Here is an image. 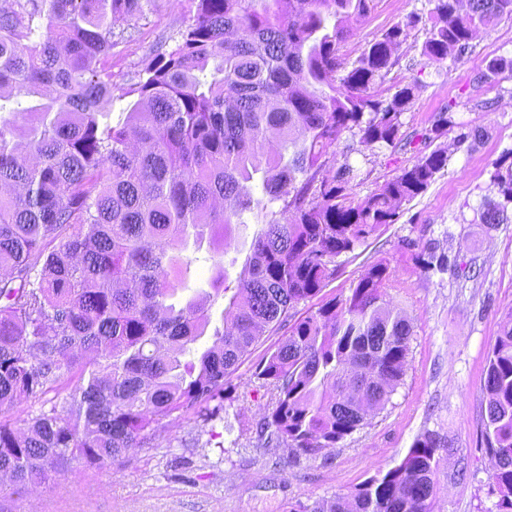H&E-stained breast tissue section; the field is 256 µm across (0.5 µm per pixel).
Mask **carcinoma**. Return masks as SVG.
<instances>
[{
  "label": "carcinoma",
  "mask_w": 512,
  "mask_h": 512,
  "mask_svg": "<svg viewBox=\"0 0 512 512\" xmlns=\"http://www.w3.org/2000/svg\"><path fill=\"white\" fill-rule=\"evenodd\" d=\"M151 0H0V410L49 391L59 401L21 424L0 418V497L41 485L71 462L116 464L150 444L175 413L217 417L224 383L288 312L316 297L352 252L448 164L435 149L357 200L348 163L326 156L344 132L401 145L409 86H379L410 20L342 53L345 21L374 0H195L174 46L158 42L126 89L100 65L134 39ZM438 0L424 54L461 57L476 31L512 16V0ZM512 71L487 62L480 79ZM135 97L121 127L103 99ZM8 117H3V113ZM279 135L277 147L269 136ZM483 223L508 220L512 172ZM256 182L260 194L244 190ZM264 218L239 299L197 361L226 292L224 257L245 215ZM208 243L212 292L184 304L189 246ZM392 273L372 267L347 296L298 319L256 368L275 394L265 418L289 452L334 448L389 402L405 371L411 326L390 307ZM485 430L499 512H512V320L489 357ZM437 435L397 466L311 512H432Z\"/></svg>",
  "instance_id": "1"
}]
</instances>
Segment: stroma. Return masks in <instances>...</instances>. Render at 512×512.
<instances>
[{
	"instance_id": "1",
	"label": "stroma",
	"mask_w": 512,
	"mask_h": 512,
	"mask_svg": "<svg viewBox=\"0 0 512 512\" xmlns=\"http://www.w3.org/2000/svg\"><path fill=\"white\" fill-rule=\"evenodd\" d=\"M437 0H375L371 13L348 22L343 47L356 59L390 27L417 17L395 50L394 65L380 86L391 96L412 86L400 117L405 148L365 144L343 133L327 157L334 175L350 164L348 186L361 199L442 148L448 164L427 190L402 203L393 223L336 260V272L317 298L291 309L297 321L320 302L348 295L373 265L392 272L391 306L412 324L405 375L383 409L337 447L289 457L288 448L262 428L274 396L255 377V367L287 336V327L267 332L226 382L219 417L172 418L150 445L129 451L120 465L90 467L76 461L63 477L0 497V512H310L316 502L347 494L398 465L421 435L442 438L435 455L433 512H496L494 460L484 433L487 357L512 313V223L481 220L485 200L498 196L495 172L512 168V72L480 83L476 75L494 58H512V17L474 35L463 58L435 62L422 53ZM195 13L193 0H153L135 40L112 51V82L125 87L149 60L159 39L175 43ZM451 123L436 137L439 113ZM465 142H458L459 134ZM428 246L449 256L450 267L426 268L418 250Z\"/></svg>"
}]
</instances>
